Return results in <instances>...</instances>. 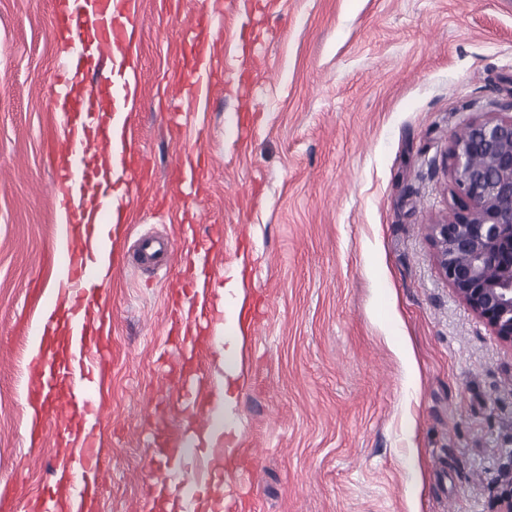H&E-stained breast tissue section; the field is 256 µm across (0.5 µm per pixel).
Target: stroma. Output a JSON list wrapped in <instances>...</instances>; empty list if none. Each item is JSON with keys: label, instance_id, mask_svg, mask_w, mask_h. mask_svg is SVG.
<instances>
[{"label": "stroma", "instance_id": "stroma-1", "mask_svg": "<svg viewBox=\"0 0 512 512\" xmlns=\"http://www.w3.org/2000/svg\"><path fill=\"white\" fill-rule=\"evenodd\" d=\"M140 19L148 188L113 241L111 451L88 512H164L150 443L192 416L164 273L123 259L144 234L169 235L181 271L223 237L213 303L241 264L247 306L266 308L230 383L238 427L211 443L252 455L253 497L230 492L246 512H408L413 451L419 512H500L512 345L455 295L429 234L454 207L449 134L512 102V0H141ZM196 45L228 74L206 99L190 93ZM68 56L51 0H0V493L40 490L61 445L29 449L25 387L69 263L46 138ZM196 146L205 182H171ZM389 336L409 337L419 386Z\"/></svg>", "mask_w": 512, "mask_h": 512}]
</instances>
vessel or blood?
I'll return each instance as SVG.
<instances>
[{"instance_id": "vessel-or-blood-1", "label": "vessel or blood", "mask_w": 512, "mask_h": 512, "mask_svg": "<svg viewBox=\"0 0 512 512\" xmlns=\"http://www.w3.org/2000/svg\"><path fill=\"white\" fill-rule=\"evenodd\" d=\"M52 6L69 22L70 43L89 42L93 51L64 63L56 90L59 128L52 131L51 138L64 149L57 179L71 192L67 206L81 233L68 242L70 265L58 281L49 314L39 327L40 352L29 368L26 400L34 410L30 442L40 444L47 428L53 427L67 444L50 486L43 498L35 500L33 509L85 512L88 501L98 493V474L108 459L89 427L90 419L101 418L107 410L111 383L106 340L92 323L93 314L104 308L97 243L110 228L113 212L123 211L128 198L137 195L146 180L137 163L131 117L121 105L137 84L129 61L139 13L136 0H52ZM91 75L116 83L109 117H102L92 105L75 106L71 98V87ZM95 133L103 135L111 147L107 169L111 175H119L124 193H115L110 179L99 180L86 162ZM170 253L167 237L145 236L137 240L132 262L156 268ZM222 456V449L212 448L188 460L185 469L191 479L175 486L187 504L198 503L196 488L210 483L215 463Z\"/></svg>"}]
</instances>
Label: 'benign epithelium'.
I'll return each mask as SVG.
<instances>
[{
	"label": "benign epithelium",
	"instance_id": "obj_1",
	"mask_svg": "<svg viewBox=\"0 0 512 512\" xmlns=\"http://www.w3.org/2000/svg\"><path fill=\"white\" fill-rule=\"evenodd\" d=\"M460 207L431 242L455 294L512 344V104L471 120L448 141Z\"/></svg>",
	"mask_w": 512,
	"mask_h": 512
}]
</instances>
